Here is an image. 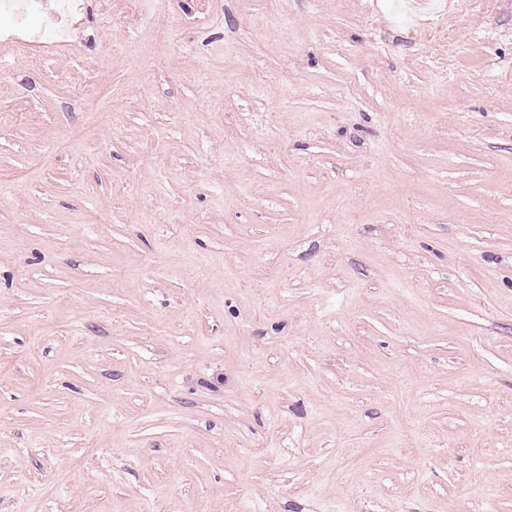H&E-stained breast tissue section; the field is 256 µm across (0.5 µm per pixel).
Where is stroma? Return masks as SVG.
I'll list each match as a JSON object with an SVG mask.
<instances>
[{
    "label": "stroma",
    "instance_id": "obj_1",
    "mask_svg": "<svg viewBox=\"0 0 512 512\" xmlns=\"http://www.w3.org/2000/svg\"><path fill=\"white\" fill-rule=\"evenodd\" d=\"M0 512H512V0L0 39Z\"/></svg>",
    "mask_w": 512,
    "mask_h": 512
}]
</instances>
